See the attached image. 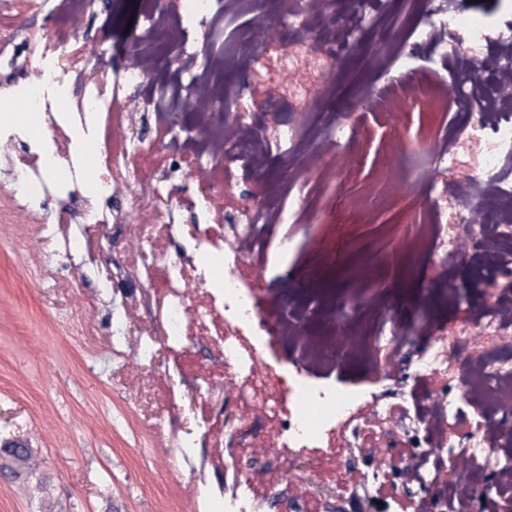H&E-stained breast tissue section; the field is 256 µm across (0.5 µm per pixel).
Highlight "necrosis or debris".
Returning <instances> with one entry per match:
<instances>
[{
	"label": "necrosis or debris",
	"mask_w": 512,
	"mask_h": 512,
	"mask_svg": "<svg viewBox=\"0 0 512 512\" xmlns=\"http://www.w3.org/2000/svg\"><path fill=\"white\" fill-rule=\"evenodd\" d=\"M349 2L339 25L335 0H142L132 35L111 44L97 26L103 0H0V75L11 80L0 94V182L17 213L39 218L55 205L50 252L67 258L71 276L102 271L96 302L116 274L145 288L146 298L127 302L151 307L133 351L150 364L166 349L156 378L167 401L178 398L175 376L195 397L197 429L164 431L199 512H267L281 500V461L295 458L307 473L288 512H313L319 485L341 512L385 487L387 512H469L481 498L487 512H512V2L489 19L465 0H423L391 57L402 83L370 101L394 113L404 96L423 94L441 114L408 261L434 284L463 266L479 295L451 290L459 313L437 320L415 301L351 309L305 286L285 318L259 314L251 267L291 253V239L273 232L306 221L304 163L321 146L351 147L359 133L345 112L315 133L301 121L311 85H324L355 33L391 9V0ZM72 14L85 19L84 35ZM272 18L282 26L276 40L261 35ZM230 46L250 64L228 85ZM440 71L456 87L449 106L430 80ZM134 92L143 106L131 114L121 102ZM282 158L288 183L271 199L258 179ZM198 167L207 182L193 181ZM473 170L481 180L469 179ZM144 207L156 224L134 222ZM119 225L141 247L116 265L102 245ZM228 233L246 256L225 253ZM317 314L329 316L335 341L306 340ZM269 336L287 337L300 363L281 373L266 366ZM200 342L239 382L240 438L222 437L223 379L193 358ZM352 356L372 367L407 360L397 392L340 389L308 371ZM200 429L216 437L202 459ZM262 431L260 460L250 438ZM368 447L384 464L365 456Z\"/></svg>",
	"instance_id": "1"
}]
</instances>
